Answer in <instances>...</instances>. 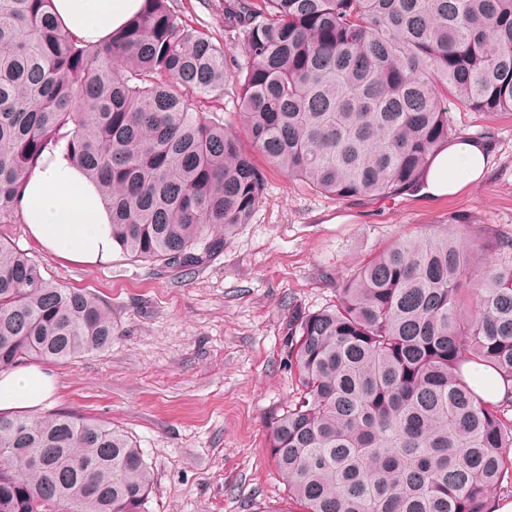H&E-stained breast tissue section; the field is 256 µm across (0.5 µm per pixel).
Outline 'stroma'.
I'll use <instances>...</instances> for the list:
<instances>
[{
    "mask_svg": "<svg viewBox=\"0 0 512 512\" xmlns=\"http://www.w3.org/2000/svg\"><path fill=\"white\" fill-rule=\"evenodd\" d=\"M204 24L226 56L222 0H168ZM463 136L497 142L481 182L454 196L340 201L272 167L243 142L266 179V200L223 251L193 273L135 262L62 260L26 224L0 223V240L34 257L44 277L106 300L119 334L103 353L49 364L57 392L43 413L70 411L126 432L154 481L141 512H288L270 456L272 418L296 395L285 348L293 310L336 301L338 283L395 238L453 233L488 243L512 234V115L486 122L448 111Z\"/></svg>",
    "mask_w": 512,
    "mask_h": 512,
    "instance_id": "stroma-1",
    "label": "stroma"
}]
</instances>
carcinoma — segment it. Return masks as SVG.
<instances>
[{"instance_id":"obj_1","label":"carcinoma","mask_w":512,"mask_h":512,"mask_svg":"<svg viewBox=\"0 0 512 512\" xmlns=\"http://www.w3.org/2000/svg\"><path fill=\"white\" fill-rule=\"evenodd\" d=\"M48 0H0V223L62 145L100 182L134 261L193 270L249 224L264 176L198 103L238 89L252 147L337 200L424 186L455 132L448 104L512 115V0H224L229 69L202 26L145 0L104 47ZM455 235L399 237L289 319L298 396L269 442L297 512H490L512 477V236L501 257ZM118 335L99 296L46 279L0 241V370L101 353ZM497 375L485 400L463 366ZM153 484L123 431L69 412L0 414V512H140Z\"/></svg>"}]
</instances>
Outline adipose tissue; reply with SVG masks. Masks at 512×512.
I'll return each instance as SVG.
<instances>
[{"instance_id": "obj_1", "label": "adipose tissue", "mask_w": 512, "mask_h": 512, "mask_svg": "<svg viewBox=\"0 0 512 512\" xmlns=\"http://www.w3.org/2000/svg\"><path fill=\"white\" fill-rule=\"evenodd\" d=\"M144 0H49L48 9L70 33L106 45L112 33L137 16ZM488 155L470 138L451 140L437 153L425 177V194L453 196L480 182ZM20 214L34 239L56 257L94 264L111 258L112 216L98 185L59 147L44 152L29 175ZM56 391L43 367L28 365L0 372V412H31Z\"/></svg>"}]
</instances>
